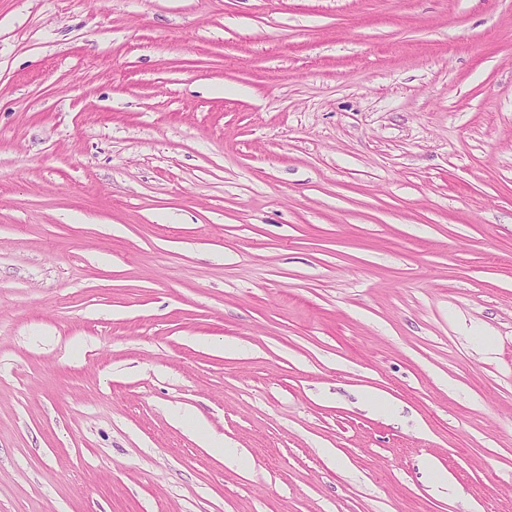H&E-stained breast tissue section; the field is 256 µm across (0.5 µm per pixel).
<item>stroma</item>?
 <instances>
[{"instance_id": "1", "label": "stroma", "mask_w": 512, "mask_h": 512, "mask_svg": "<svg viewBox=\"0 0 512 512\" xmlns=\"http://www.w3.org/2000/svg\"><path fill=\"white\" fill-rule=\"evenodd\" d=\"M0 512H512V0H0Z\"/></svg>"}]
</instances>
